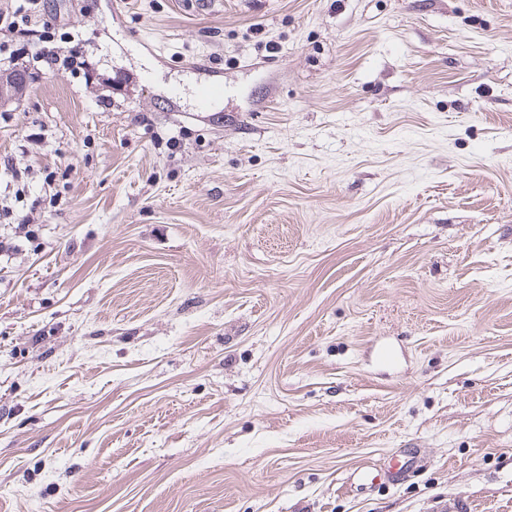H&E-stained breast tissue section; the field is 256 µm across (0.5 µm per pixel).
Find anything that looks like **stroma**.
<instances>
[{"mask_svg":"<svg viewBox=\"0 0 512 512\" xmlns=\"http://www.w3.org/2000/svg\"><path fill=\"white\" fill-rule=\"evenodd\" d=\"M44 4L0 512H512V0ZM403 467L404 465L400 467L391 465L382 473L377 472L376 474H373L367 467L359 468L355 473L357 485L361 488L367 485H374V481L377 477H379V480L383 483L395 484L403 477Z\"/></svg>","mask_w":512,"mask_h":512,"instance_id":"35a3bbf8","label":"stroma"}]
</instances>
